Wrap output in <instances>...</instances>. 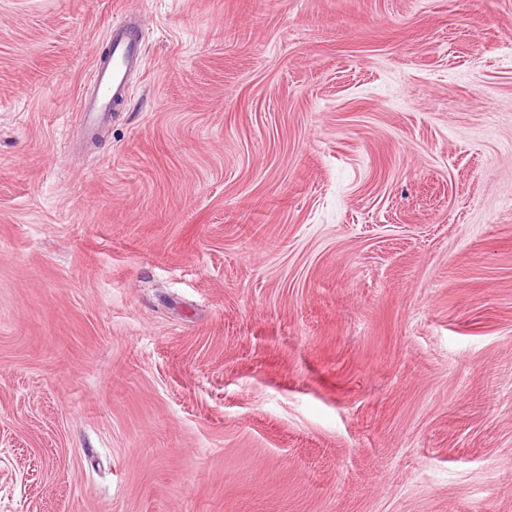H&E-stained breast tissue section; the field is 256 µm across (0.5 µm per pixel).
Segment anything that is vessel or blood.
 Wrapping results in <instances>:
<instances>
[{
    "label": "vessel or blood",
    "instance_id": "obj_1",
    "mask_svg": "<svg viewBox=\"0 0 512 512\" xmlns=\"http://www.w3.org/2000/svg\"><path fill=\"white\" fill-rule=\"evenodd\" d=\"M147 22L143 16L112 25L105 39L106 55L97 57L76 101L87 134H95L119 111L129 94V79L145 61L143 32Z\"/></svg>",
    "mask_w": 512,
    "mask_h": 512
}]
</instances>
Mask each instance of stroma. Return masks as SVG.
<instances>
[{
	"label": "stroma",
	"instance_id": "obj_1",
	"mask_svg": "<svg viewBox=\"0 0 512 512\" xmlns=\"http://www.w3.org/2000/svg\"><path fill=\"white\" fill-rule=\"evenodd\" d=\"M0 512H512V0H0ZM147 22L142 15L112 25L105 39L109 52L97 57L76 101L87 134L95 135L112 112H118L129 94L130 76L145 61L143 31Z\"/></svg>",
	"mask_w": 512,
	"mask_h": 512
}]
</instances>
